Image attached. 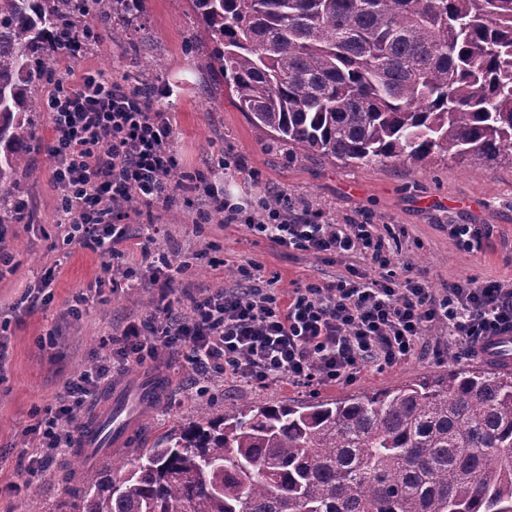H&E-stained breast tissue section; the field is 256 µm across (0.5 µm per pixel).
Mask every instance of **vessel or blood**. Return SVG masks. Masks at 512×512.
Listing matches in <instances>:
<instances>
[{"instance_id":"vessel-or-blood-1","label":"vessel or blood","mask_w":512,"mask_h":512,"mask_svg":"<svg viewBox=\"0 0 512 512\" xmlns=\"http://www.w3.org/2000/svg\"><path fill=\"white\" fill-rule=\"evenodd\" d=\"M480 356L485 363L492 365L497 370L511 371L512 334L505 333L492 337L484 343L480 350ZM164 389V382L143 377L132 385L116 384L110 391L114 449L118 450L124 447L128 433L140 425L142 411L152 402L155 394ZM102 423L101 415L97 414L89 423L79 429L75 441V448L79 453H89L98 448Z\"/></svg>"}]
</instances>
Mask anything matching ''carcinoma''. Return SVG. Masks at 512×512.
Here are the masks:
<instances>
[{"label": "carcinoma", "instance_id": "carcinoma-1", "mask_svg": "<svg viewBox=\"0 0 512 512\" xmlns=\"http://www.w3.org/2000/svg\"><path fill=\"white\" fill-rule=\"evenodd\" d=\"M144 0H0V224H20L52 54ZM197 69L299 155L512 160V0H190ZM72 512H512V373L483 365L180 424Z\"/></svg>", "mask_w": 512, "mask_h": 512}]
</instances>
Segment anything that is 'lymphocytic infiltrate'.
<instances>
[{
    "mask_svg": "<svg viewBox=\"0 0 512 512\" xmlns=\"http://www.w3.org/2000/svg\"><path fill=\"white\" fill-rule=\"evenodd\" d=\"M58 81L46 98L57 222L66 241L113 256L129 238L133 205L149 208L169 196L164 176L176 166L173 121L125 79L105 72L76 78L63 71ZM192 189L208 203L200 218L212 210L223 213L225 223L245 225L285 251L343 262V271L332 281L286 292L258 262L247 260L236 267L239 287L205 288L186 312L128 322L109 337L93 365L65 382L58 406L29 425L38 440L20 460L29 475L71 444L76 410L109 380L116 363L181 350L205 376L221 374L256 387L275 381L308 386L407 362L434 327L473 348L512 333L511 287L467 281L436 291L412 276L408 263L404 278H396L395 252L370 222L335 224L318 210L276 207L263 195L237 196L208 174L196 177ZM159 232L158 225H146L140 253L152 260L150 286L167 294L179 269L153 258ZM363 260L369 270H361Z\"/></svg>",
    "mask_w": 512,
    "mask_h": 512,
    "instance_id": "obj_1",
    "label": "lymphocytic infiltrate"
}]
</instances>
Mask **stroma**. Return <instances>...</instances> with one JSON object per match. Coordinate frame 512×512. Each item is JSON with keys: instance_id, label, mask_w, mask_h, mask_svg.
Here are the masks:
<instances>
[{"instance_id": "35a3bbf8", "label": "stroma", "mask_w": 512, "mask_h": 512, "mask_svg": "<svg viewBox=\"0 0 512 512\" xmlns=\"http://www.w3.org/2000/svg\"><path fill=\"white\" fill-rule=\"evenodd\" d=\"M192 29L188 0H145L134 33L145 53L163 64L156 88H180L178 94L160 99L174 119L172 150L179 173L206 169L224 153L236 155L261 173L260 193L284 191L296 207L322 211L341 224L365 218L379 234L395 236L414 276L433 290L458 281L512 283L511 164L483 172L472 161L440 155L420 166L390 161L353 166L317 154L298 155L251 125L222 86L206 83L185 50ZM107 64L116 73L139 66L124 41L109 37L77 56L59 54L54 60L56 69L78 75ZM50 136V119L45 116L39 125V147L31 154L38 175L24 181L29 220L0 228V250L12 257L10 272L0 278V336L8 347L0 363V476L22 486L18 493L0 489V512H67L78 471L73 449L51 458L38 477L28 479L16 472L20 455L36 444L28 431L31 415L54 405L63 381L89 367L112 333L129 321L155 315L158 306L153 289H115L106 284L111 258L77 242L64 243L55 217L57 190L47 154ZM185 197V192H177L167 204L151 210L152 222L162 227L160 252L183 267L170 297L175 310L186 309V291L236 287L234 270L246 259L260 263L266 276L277 277L284 289L328 282L342 270L341 265L306 252L278 249L244 225L198 222L196 209L186 205ZM452 224L485 227L481 249H461L448 234ZM54 265L59 274L51 286V303L43 309L26 308L22 297L44 269ZM81 293L89 301L80 316L70 315L69 307ZM477 362L465 345L432 332L413 359L392 369L364 371L339 383L302 387L274 382L253 388L220 375L202 378L192 371L185 353L173 352L156 364L133 361L115 367L111 383L103 384L90 402L106 400L112 384L143 374L171 384L144 411L128 449L113 457L117 465L130 462L135 449L151 445L174 425L203 413L259 400H339L363 391L391 390L423 375H443Z\"/></svg>"}]
</instances>
